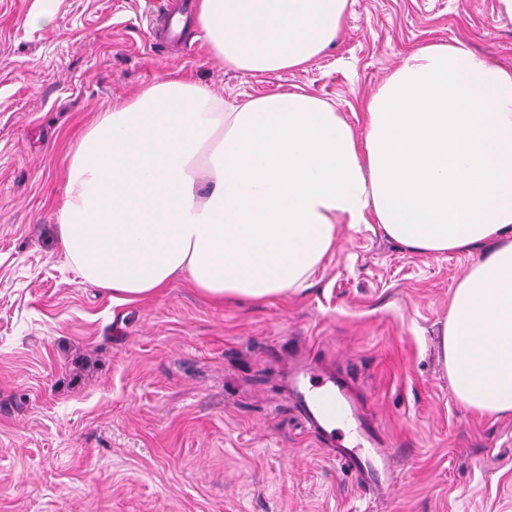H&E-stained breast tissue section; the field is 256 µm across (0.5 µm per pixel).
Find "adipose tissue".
Masks as SVG:
<instances>
[{"label": "adipose tissue", "mask_w": 512, "mask_h": 512, "mask_svg": "<svg viewBox=\"0 0 512 512\" xmlns=\"http://www.w3.org/2000/svg\"><path fill=\"white\" fill-rule=\"evenodd\" d=\"M348 0H200L214 56L297 69L340 34ZM364 137L325 100L225 102L164 80L101 113L70 157L57 213L67 261L116 304L187 277L262 303L304 291L340 225L375 223L425 254L482 249L441 331L458 401L512 416V71L464 41L409 54L362 104Z\"/></svg>", "instance_id": "ef3b65f1"}]
</instances>
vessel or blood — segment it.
<instances>
[{
	"instance_id": "obj_1",
	"label": "vessel or blood",
	"mask_w": 512,
	"mask_h": 512,
	"mask_svg": "<svg viewBox=\"0 0 512 512\" xmlns=\"http://www.w3.org/2000/svg\"><path fill=\"white\" fill-rule=\"evenodd\" d=\"M293 391L310 428L323 432L339 420L351 425L352 437L336 434L333 445L339 461L361 482L379 486L389 479L392 456L383 448L362 408L350 399L343 382L306 364L294 380Z\"/></svg>"
}]
</instances>
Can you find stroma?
I'll return each mask as SVG.
<instances>
[{
    "label": "stroma",
    "mask_w": 512,
    "mask_h": 512,
    "mask_svg": "<svg viewBox=\"0 0 512 512\" xmlns=\"http://www.w3.org/2000/svg\"><path fill=\"white\" fill-rule=\"evenodd\" d=\"M149 0H0V512H512V416L464 407L440 355L478 251L429 255L341 225L307 290L212 304L184 278L116 305L64 256L68 154L101 112L172 77L225 101L305 90L356 132L412 51L463 40L512 69L499 0H349L301 69L248 74L200 31L159 51ZM340 376L379 427L390 487L362 485L288 385Z\"/></svg>",
    "instance_id": "obj_1"
}]
</instances>
